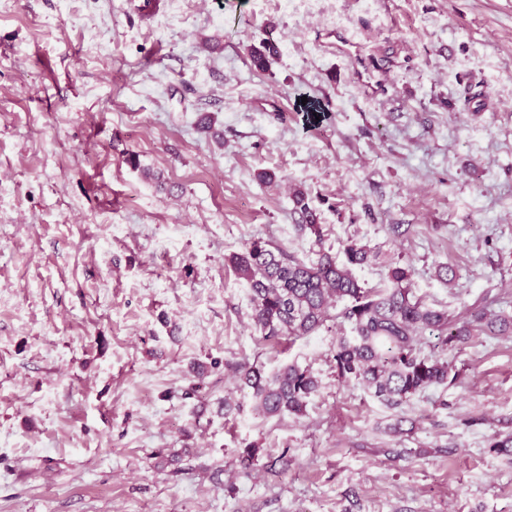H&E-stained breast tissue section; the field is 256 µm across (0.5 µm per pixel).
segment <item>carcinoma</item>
<instances>
[{
    "mask_svg": "<svg viewBox=\"0 0 512 512\" xmlns=\"http://www.w3.org/2000/svg\"><path fill=\"white\" fill-rule=\"evenodd\" d=\"M277 53L263 41L250 49L253 66L267 69ZM298 230L312 240L314 257L299 258L268 242L254 239L229 262L249 286L252 323L266 341L299 337L340 319L349 333L336 339L332 361L336 376L354 380L391 408L434 386L454 384L459 371L435 354H425L419 337H444L447 345L474 336L512 335V316L483 309L463 318L427 306L411 288L412 268L384 262V286L370 287L357 269L382 260V252L366 244L343 245V260L324 246L319 209L304 188L291 193ZM342 309H337V306ZM239 387L249 390L255 410L265 417L301 415L319 382L312 372L289 363L268 375L258 365L237 368Z\"/></svg>",
    "mask_w": 512,
    "mask_h": 512,
    "instance_id": "1",
    "label": "carcinoma"
}]
</instances>
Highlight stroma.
Segmentation results:
<instances>
[{
  "mask_svg": "<svg viewBox=\"0 0 512 512\" xmlns=\"http://www.w3.org/2000/svg\"><path fill=\"white\" fill-rule=\"evenodd\" d=\"M294 185L333 254L512 312V0H0V512H512V335L398 409L337 378L339 322L260 340L229 258L310 255ZM245 362L308 368L305 415H260Z\"/></svg>",
  "mask_w": 512,
  "mask_h": 512,
  "instance_id": "1",
  "label": "stroma"
}]
</instances>
